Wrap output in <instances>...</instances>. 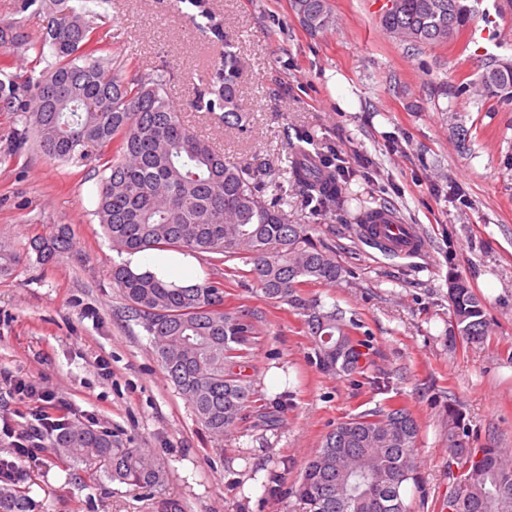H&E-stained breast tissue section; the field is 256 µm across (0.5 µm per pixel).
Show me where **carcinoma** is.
I'll list each match as a JSON object with an SVG mask.
<instances>
[{
	"mask_svg": "<svg viewBox=\"0 0 512 512\" xmlns=\"http://www.w3.org/2000/svg\"><path fill=\"white\" fill-rule=\"evenodd\" d=\"M450 2L392 0L381 23L401 42L447 44L448 26L461 33L470 20L465 8L448 13ZM189 3L205 19L198 29L223 38L205 0ZM291 7L310 31L331 23L327 0H291ZM28 11L44 16V39L32 42L17 23L0 26V51L33 49L41 55L48 46L58 63L37 80H0V112L24 114L8 153L19 155L32 141L54 160L94 157L105 172L95 215L122 253L179 250L214 254L222 262L249 250L252 275L265 296L305 316L319 368L334 375L355 372L362 353L342 315L302 296L310 284L341 279L345 269L306 225L291 223L282 208L288 200L265 198L269 173L227 162L224 152L188 125L166 95L167 71L128 79L112 67L94 45L91 11L73 0H18V12ZM240 66L230 41H224L216 75L199 95L207 110H223L224 123L238 127L246 120L238 98ZM482 84L487 94L512 99V69L494 65ZM291 178L321 208L344 199L333 174L313 164L304 149L296 150ZM29 246L39 260L50 262L71 250L72 241L67 227L59 225L31 238ZM112 282L128 313L151 336L167 379L204 427L224 437L254 407V392L241 373L256 335L252 315L224 310L219 280L179 284L122 263L112 266ZM448 303L457 335L470 344L483 342L484 306L466 279L450 281ZM418 434L419 425L404 406L337 423L288 491L298 506L292 512H410L404 489L416 477ZM54 447L92 477L149 489L167 479L162 464L108 430L67 425ZM506 456V449L495 445L470 447L460 413L448 409V467L459 473L451 488L458 497L456 512H512V463ZM1 506L26 508L5 483Z\"/></svg>",
	"mask_w": 512,
	"mask_h": 512,
	"instance_id": "cac0c4a2",
	"label": "carcinoma"
}]
</instances>
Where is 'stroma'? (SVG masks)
Masks as SVG:
<instances>
[{
  "mask_svg": "<svg viewBox=\"0 0 512 512\" xmlns=\"http://www.w3.org/2000/svg\"><path fill=\"white\" fill-rule=\"evenodd\" d=\"M224 40L195 27L188 0H109L97 32L127 74L167 68V95L227 161L267 164L269 197L331 249L346 273L303 290L354 321L365 357L336 376L315 363L301 315L265 297L246 254L225 262L192 258L194 281L224 283V307L254 313L257 334L244 374L274 423L251 417L217 438L169 383L148 333L124 311L113 250L93 214L97 162L53 160L39 151L6 156L19 114L0 112V247L15 256L0 275V459L14 460L12 430L35 425L38 400L22 381L65 402L67 423L109 428L167 470L157 490L95 479L69 465L45 435V453L24 464L19 496L32 512H287V491L338 422L406 403L419 425L411 512H440L454 482L448 410L457 408L469 445L512 449V100L482 95L489 62L512 63V0H466L472 19L456 42L413 46L383 29L386 0H328L325 29H306L290 0H207ZM232 40L243 67L244 127L193 105ZM356 99L336 105L337 87ZM340 159L352 200L314 213L290 179L296 148ZM388 208L416 225L425 249L390 254L362 237L359 204ZM68 225L73 249L41 264L31 237ZM467 279L489 326L484 343L456 338L448 275ZM390 390H372L376 378Z\"/></svg>",
  "mask_w": 512,
  "mask_h": 512,
  "instance_id": "1",
  "label": "stroma"
}]
</instances>
